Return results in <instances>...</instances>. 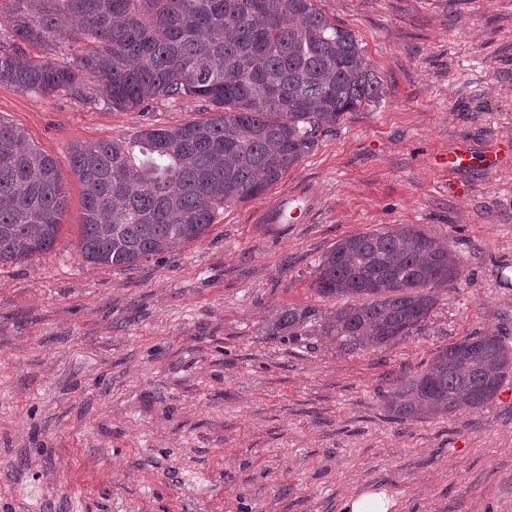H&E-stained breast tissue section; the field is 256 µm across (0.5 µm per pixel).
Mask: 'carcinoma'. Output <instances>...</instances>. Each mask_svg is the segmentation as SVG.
<instances>
[{
  "label": "carcinoma",
  "mask_w": 512,
  "mask_h": 512,
  "mask_svg": "<svg viewBox=\"0 0 512 512\" xmlns=\"http://www.w3.org/2000/svg\"><path fill=\"white\" fill-rule=\"evenodd\" d=\"M0 85L68 95L112 111L194 99L210 116L147 126L135 146L79 143L80 249L134 267L202 240L217 210L258 199L344 116L381 98L359 39L316 0H7ZM66 208L57 161L0 116V263L54 246ZM313 287L340 300L311 330L340 352L376 351L422 330L440 292L465 274L444 238L405 224L346 236L320 258ZM305 316L280 311L272 329ZM512 377V348L467 336L394 384L397 420L476 411Z\"/></svg>",
  "instance_id": "obj_1"
}]
</instances>
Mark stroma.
<instances>
[{
    "mask_svg": "<svg viewBox=\"0 0 512 512\" xmlns=\"http://www.w3.org/2000/svg\"><path fill=\"white\" fill-rule=\"evenodd\" d=\"M383 83L256 200L129 269L86 263L79 142L203 118L200 102L109 111L0 86V116L58 162L54 247L0 263V512H342L386 491L393 512H512V378L478 411L400 421V376L472 334L512 346V0H316ZM472 149L449 173L448 155ZM303 191V223L273 224ZM413 224L465 263L419 335L344 354L284 309L323 311L320 256L345 236Z\"/></svg>",
    "mask_w": 512,
    "mask_h": 512,
    "instance_id": "obj_1",
    "label": "stroma"
}]
</instances>
